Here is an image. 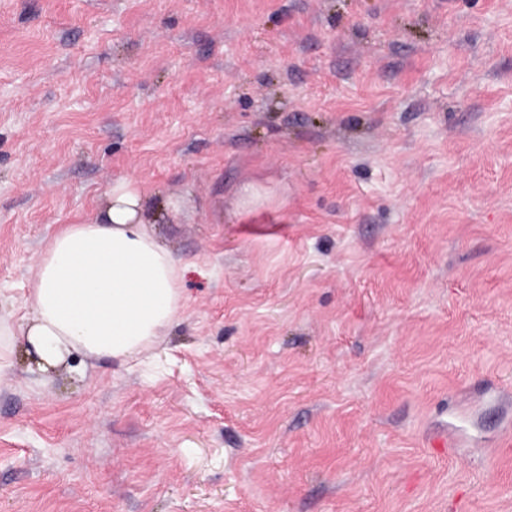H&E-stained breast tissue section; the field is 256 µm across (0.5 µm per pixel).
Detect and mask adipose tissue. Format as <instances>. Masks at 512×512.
I'll list each match as a JSON object with an SVG mask.
<instances>
[{
    "instance_id": "adipose-tissue-1",
    "label": "adipose tissue",
    "mask_w": 512,
    "mask_h": 512,
    "mask_svg": "<svg viewBox=\"0 0 512 512\" xmlns=\"http://www.w3.org/2000/svg\"><path fill=\"white\" fill-rule=\"evenodd\" d=\"M182 276L147 227L140 191L114 182L91 221L64 225L49 240L24 321L0 317V375L20 348L41 377L75 354L138 359L176 320Z\"/></svg>"
}]
</instances>
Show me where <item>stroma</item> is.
Wrapping results in <instances>:
<instances>
[{
	"label": "stroma",
	"mask_w": 512,
	"mask_h": 512,
	"mask_svg": "<svg viewBox=\"0 0 512 512\" xmlns=\"http://www.w3.org/2000/svg\"><path fill=\"white\" fill-rule=\"evenodd\" d=\"M123 178L185 302L17 352L0 512H512V0H0L1 315Z\"/></svg>",
	"instance_id": "stroma-1"
}]
</instances>
